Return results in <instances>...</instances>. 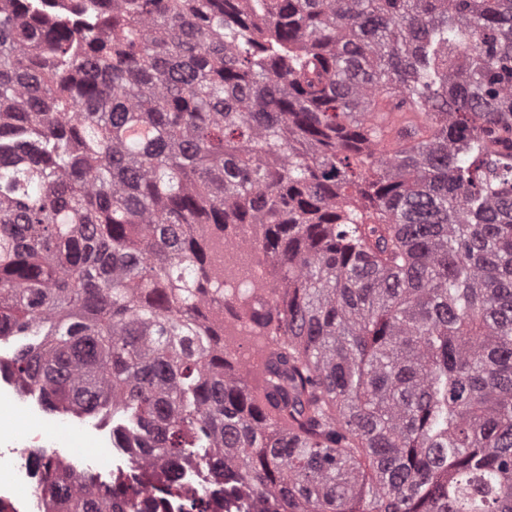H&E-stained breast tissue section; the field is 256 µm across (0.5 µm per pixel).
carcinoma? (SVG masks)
Wrapping results in <instances>:
<instances>
[{
  "instance_id": "carcinoma-1",
  "label": "carcinoma",
  "mask_w": 512,
  "mask_h": 512,
  "mask_svg": "<svg viewBox=\"0 0 512 512\" xmlns=\"http://www.w3.org/2000/svg\"><path fill=\"white\" fill-rule=\"evenodd\" d=\"M229 224L274 287L224 292ZM19 334L23 386L132 411L161 469L104 486L38 450L44 512H512V0H7Z\"/></svg>"
}]
</instances>
